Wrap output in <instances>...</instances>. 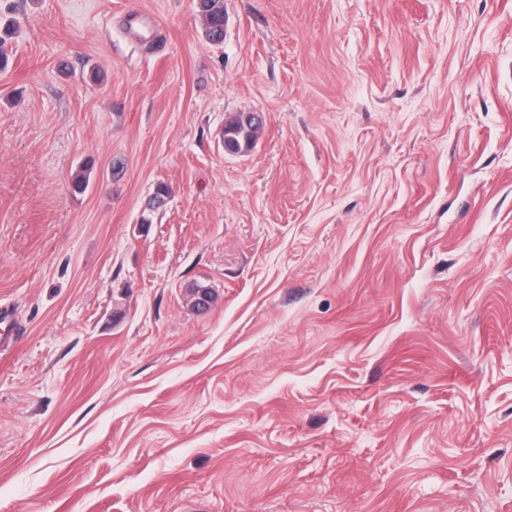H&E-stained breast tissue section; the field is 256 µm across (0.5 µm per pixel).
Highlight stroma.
<instances>
[{"label":"stroma","instance_id":"stroma-1","mask_svg":"<svg viewBox=\"0 0 512 512\" xmlns=\"http://www.w3.org/2000/svg\"><path fill=\"white\" fill-rule=\"evenodd\" d=\"M224 9L0 0V512H512V0ZM197 9L203 18L205 37L212 43H221L224 40V0H197ZM255 119L246 113H240L231 117L225 124L222 132V140L224 142V152L227 154H242L231 149L225 139H233L241 148L247 145L249 151L255 146L260 135V125L254 121ZM17 317L11 306L0 303V355L2 356L15 342L19 334Z\"/></svg>","mask_w":512,"mask_h":512}]
</instances>
